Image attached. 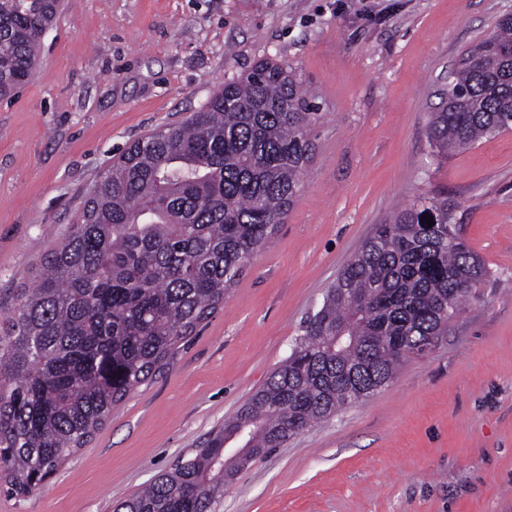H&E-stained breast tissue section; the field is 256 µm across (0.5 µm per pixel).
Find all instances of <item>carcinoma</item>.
<instances>
[{
	"label": "carcinoma",
	"mask_w": 512,
	"mask_h": 512,
	"mask_svg": "<svg viewBox=\"0 0 512 512\" xmlns=\"http://www.w3.org/2000/svg\"><path fill=\"white\" fill-rule=\"evenodd\" d=\"M59 8L60 0H0V100L32 78ZM323 117L283 65L262 60L98 176L0 334L7 492L38 490L224 302L300 195ZM511 129L512 20L501 18L448 73L428 136L446 157ZM455 209L427 196L378 225L238 414L113 512H218L245 465L224 458L239 429L251 461L392 383L419 344L447 333L442 311L461 312L488 277Z\"/></svg>",
	"instance_id": "carcinoma-1"
}]
</instances>
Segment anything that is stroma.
I'll use <instances>...</instances> for the list:
<instances>
[{"label": "stroma", "mask_w": 512, "mask_h": 512, "mask_svg": "<svg viewBox=\"0 0 512 512\" xmlns=\"http://www.w3.org/2000/svg\"><path fill=\"white\" fill-rule=\"evenodd\" d=\"M512 0H63L0 101V326L88 187L268 58L324 118L304 187L170 365L0 512H112L202 447L291 352L377 225L449 197L489 276L395 381L246 465L220 512H512V130L437 158L431 112Z\"/></svg>", "instance_id": "stroma-1"}]
</instances>
